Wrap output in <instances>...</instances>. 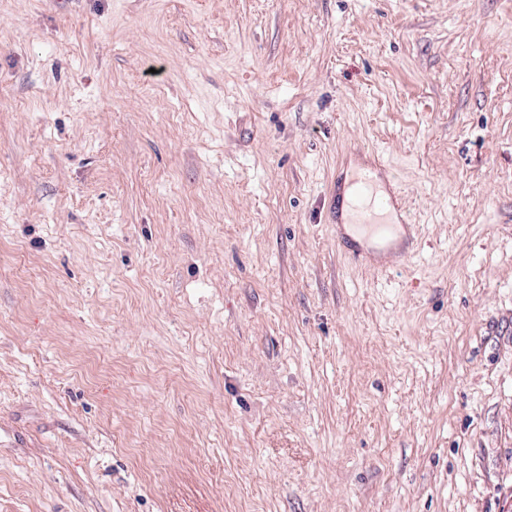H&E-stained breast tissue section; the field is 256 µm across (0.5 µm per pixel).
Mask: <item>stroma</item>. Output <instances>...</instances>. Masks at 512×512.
I'll list each match as a JSON object with an SVG mask.
<instances>
[{"mask_svg":"<svg viewBox=\"0 0 512 512\" xmlns=\"http://www.w3.org/2000/svg\"><path fill=\"white\" fill-rule=\"evenodd\" d=\"M0 512H512V0H0ZM345 205L343 208V219L347 223L345 226V231L355 240H362L363 238L369 236L372 233V228L363 226L364 224L375 225V229L384 228L387 223H383L378 220L374 214H372L371 218L366 219L361 222V224L357 223V219L360 218V215L363 213L364 209L360 204H358V208H354L353 206L349 207L347 204V192L345 193Z\"/></svg>","mask_w":512,"mask_h":512,"instance_id":"obj_1","label":"stroma"}]
</instances>
